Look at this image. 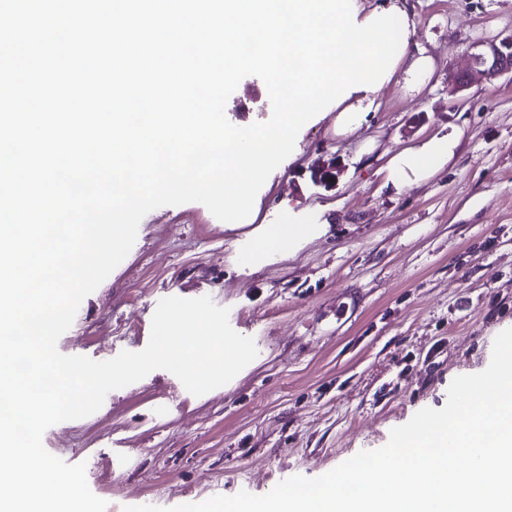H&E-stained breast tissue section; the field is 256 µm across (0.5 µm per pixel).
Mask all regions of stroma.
Here are the masks:
<instances>
[{"mask_svg": "<svg viewBox=\"0 0 512 512\" xmlns=\"http://www.w3.org/2000/svg\"><path fill=\"white\" fill-rule=\"evenodd\" d=\"M407 4L411 47L434 62L421 88L395 75L348 135L332 112L303 127L258 192L254 222L219 221L197 202L150 211L60 337L63 354L108 360L147 345L160 300L207 296L258 350L202 396L156 370L46 430V450L85 463L112 512L319 477L385 446L418 410L443 408L452 380L486 369L495 336L512 326V76L487 78L475 61L512 35V0ZM272 114L255 75L225 105L237 127ZM448 135L459 140L448 164L395 189L389 161ZM328 161L335 179L316 181ZM261 224L317 232L254 258Z\"/></svg>", "mask_w": 512, "mask_h": 512, "instance_id": "stroma-1", "label": "stroma"}]
</instances>
